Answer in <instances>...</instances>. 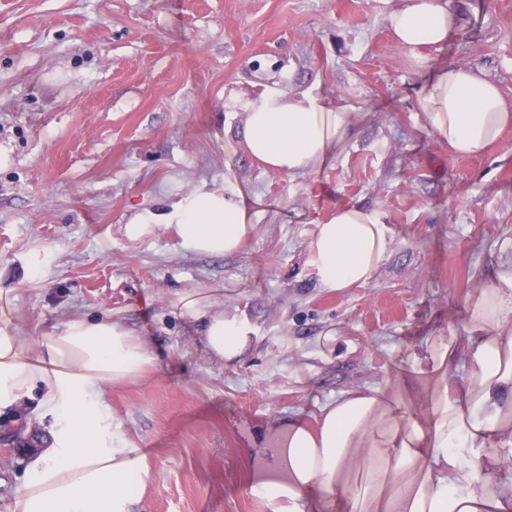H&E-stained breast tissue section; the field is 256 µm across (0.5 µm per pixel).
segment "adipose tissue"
Instances as JSON below:
<instances>
[{
	"label": "adipose tissue",
	"mask_w": 512,
	"mask_h": 512,
	"mask_svg": "<svg viewBox=\"0 0 512 512\" xmlns=\"http://www.w3.org/2000/svg\"><path fill=\"white\" fill-rule=\"evenodd\" d=\"M406 46H439L458 29L443 0H404L389 15ZM416 103L427 130L459 156L480 155L512 125V103L480 73L455 64L420 83ZM228 116L242 115L238 135L265 169L301 174L341 155L355 134L347 109L322 97L266 86L235 97ZM154 224L175 225L182 249L232 255L254 231L242 190H197L166 212L146 211L127 225L144 235ZM393 237L376 210L337 207L308 245L318 287L340 291L371 280ZM180 317L206 347L239 360L253 333L241 312H225L210 290L176 293ZM0 300V405L25 402L46 389L37 407L49 439L30 459L11 512H136L151 467L105 401L107 385L141 379L155 361L148 336L124 319L76 313L60 332L30 342L10 329ZM462 330L437 337L414 370L425 422L392 390L346 394L320 409L316 427L281 420L263 447L250 449L248 494L269 512H512V483L488 479L512 458V266L467 297ZM464 367L466 378L453 371Z\"/></svg>",
	"instance_id": "obj_1"
}]
</instances>
